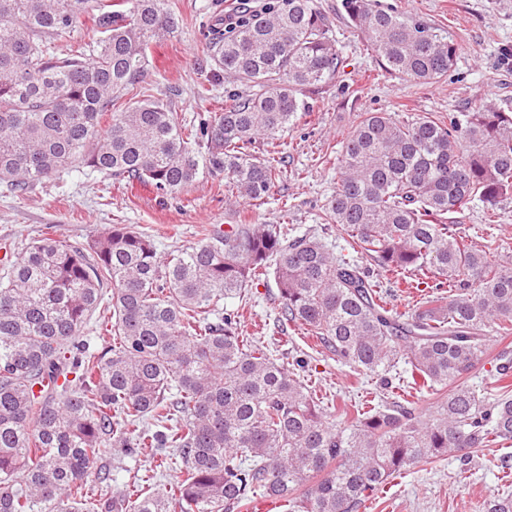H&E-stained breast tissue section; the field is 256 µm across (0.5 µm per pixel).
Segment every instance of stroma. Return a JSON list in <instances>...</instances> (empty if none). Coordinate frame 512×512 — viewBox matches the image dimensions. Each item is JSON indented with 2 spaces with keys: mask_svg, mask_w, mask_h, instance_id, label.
Listing matches in <instances>:
<instances>
[{
  "mask_svg": "<svg viewBox=\"0 0 512 512\" xmlns=\"http://www.w3.org/2000/svg\"><path fill=\"white\" fill-rule=\"evenodd\" d=\"M179 31L154 43L148 53L145 93L167 99L180 120L196 121L223 111L229 93L240 86L225 77L209 56V34L216 20L238 14L241 0H174ZM334 19V36L344 60L336 79L309 96L311 110L284 130V175L267 201L257 205L227 202L223 178L199 174L176 198L160 200L150 187H127L96 173L63 174L60 179L17 200L0 196V268L15 261L22 245L54 225L67 244L88 247L111 225L129 224L152 235L160 254L193 246L209 225L277 224L288 219L332 244L344 242L336 225L323 223L322 211L336 188V154L359 112L386 111L403 119L425 112L452 116L472 109L477 100L512 107V0H376L448 30L460 51L447 79L435 85H412L388 73L365 34L347 26L342 0H317ZM213 93L201 96L200 87ZM487 221L486 206L473 201L457 217L474 242L489 246L494 258L512 257V196ZM240 334L276 351L281 362L302 357L304 379L323 396L326 420L337 423L347 406L388 405L397 393L378 379L357 377L307 334L303 326L280 324L278 290L273 279L249 288ZM467 464L455 456L419 463L375 490L359 512H484L489 496L512 493V446L491 444L465 450ZM152 449L126 457L107 450L98 466L123 488L142 479L148 491L176 480L177 471L159 473Z\"/></svg>",
  "mask_w": 512,
  "mask_h": 512,
  "instance_id": "35a3bbf8",
  "label": "stroma"
}]
</instances>
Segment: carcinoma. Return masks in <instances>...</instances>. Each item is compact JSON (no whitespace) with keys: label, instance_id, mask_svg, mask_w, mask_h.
<instances>
[{"label":"carcinoma","instance_id":"carcinoma-1","mask_svg":"<svg viewBox=\"0 0 512 512\" xmlns=\"http://www.w3.org/2000/svg\"><path fill=\"white\" fill-rule=\"evenodd\" d=\"M343 8L390 73L448 77L459 50L448 33L372 0ZM83 15L101 33L90 56L75 45ZM333 28L315 0H276L215 31L212 60L246 92L181 123L162 98L113 111L140 88L151 44L179 29L165 0H0V186L23 198L87 168L171 196L203 168L263 200L282 175L280 133L342 65ZM258 139L270 158L249 153ZM509 195L512 111L359 112L323 211L346 255L286 223L214 226L164 258L125 224L89 254L47 233L29 243L0 274V512H235L259 491L288 512H354L419 462L512 441V355H500L501 392L464 380L491 332L512 330V264L448 223L476 197L493 211ZM363 257L428 279L431 293L394 311ZM269 275L280 317L336 361L385 378L405 358L412 389L439 392L428 419L397 401L326 425L303 379L224 310ZM99 308L96 349L80 335ZM109 446L153 448L180 479L160 493L94 491ZM484 510L512 512V495Z\"/></svg>","mask_w":512,"mask_h":512}]
</instances>
